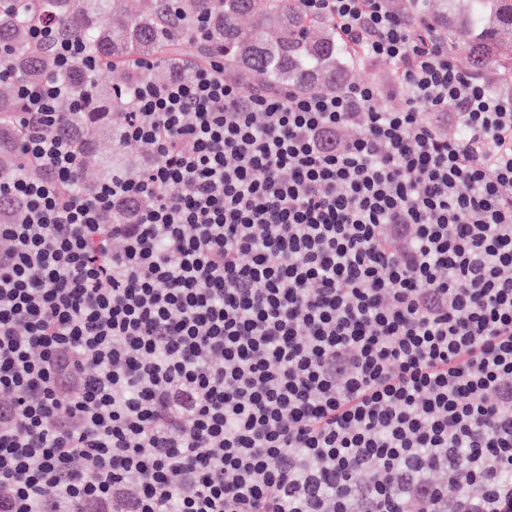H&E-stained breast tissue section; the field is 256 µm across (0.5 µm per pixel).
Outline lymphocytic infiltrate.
Masks as SVG:
<instances>
[{"label": "lymphocytic infiltrate", "instance_id": "obj_1", "mask_svg": "<svg viewBox=\"0 0 512 512\" xmlns=\"http://www.w3.org/2000/svg\"><path fill=\"white\" fill-rule=\"evenodd\" d=\"M298 2L392 83H141L90 191L0 64L43 171L0 181V512H512V98L391 0Z\"/></svg>", "mask_w": 512, "mask_h": 512}]
</instances>
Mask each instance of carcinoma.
Masks as SVG:
<instances>
[{
	"label": "carcinoma",
	"mask_w": 512,
	"mask_h": 512,
	"mask_svg": "<svg viewBox=\"0 0 512 512\" xmlns=\"http://www.w3.org/2000/svg\"><path fill=\"white\" fill-rule=\"evenodd\" d=\"M202 19L206 37L199 40ZM433 20L464 69L501 68L499 46L512 38V0H439ZM45 24L61 39L82 40L113 81L98 82L83 63L59 70L52 48L30 36L32 27ZM188 44L194 62L220 57L224 72L241 80L257 75L269 88L338 92L347 84L350 55L336 28L306 17L298 0H144L134 14L125 0H0V61L22 80L51 76L72 92L59 105L61 130L78 136L86 158L94 156L96 137L121 139L128 91L151 76L144 63L155 62L170 78L182 76ZM22 110L19 98L0 97V175L18 165L14 142L23 134L16 123Z\"/></svg>",
	"instance_id": "cac0c4a2"
}]
</instances>
